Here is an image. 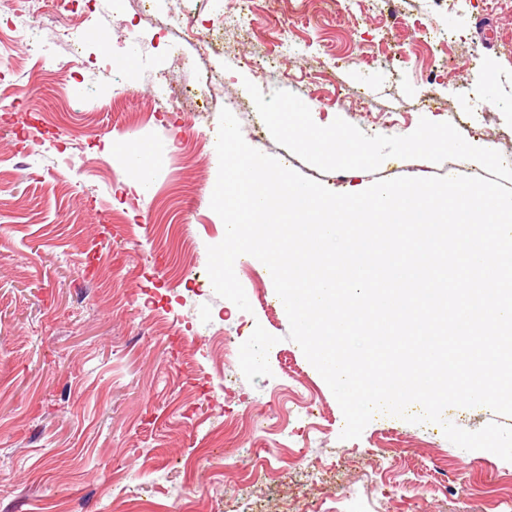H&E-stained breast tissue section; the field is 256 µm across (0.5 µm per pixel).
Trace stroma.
I'll list each match as a JSON object with an SVG mask.
<instances>
[{"mask_svg": "<svg viewBox=\"0 0 512 512\" xmlns=\"http://www.w3.org/2000/svg\"><path fill=\"white\" fill-rule=\"evenodd\" d=\"M225 0H139L85 25L71 12L32 18L12 46L9 111L0 110V512H503L512 462L448 441L439 426L375 416L344 440L343 414L301 348L268 268L253 256L236 276L239 310L205 273L224 237L211 209L216 133L191 110L158 112L157 82L194 89L209 124L225 99L245 141L331 191L402 176H480L512 188V0H256L244 31L218 28ZM203 20L189 62L163 51L169 26ZM139 37L127 39L131 27ZM67 31L91 48L140 60L102 85L82 81L58 49ZM219 71L208 83L206 71ZM487 72V89L463 79ZM304 104L309 126L368 144L373 158L318 156L274 117ZM447 136L444 150L429 139ZM152 144L147 192L112 144ZM464 151H456V144ZM278 342L271 376L247 382L223 350L255 325ZM312 407V423L297 420ZM270 453L267 482L250 483ZM111 470L114 479L97 475Z\"/></svg>", "mask_w": 512, "mask_h": 512, "instance_id": "1", "label": "stroma"}]
</instances>
